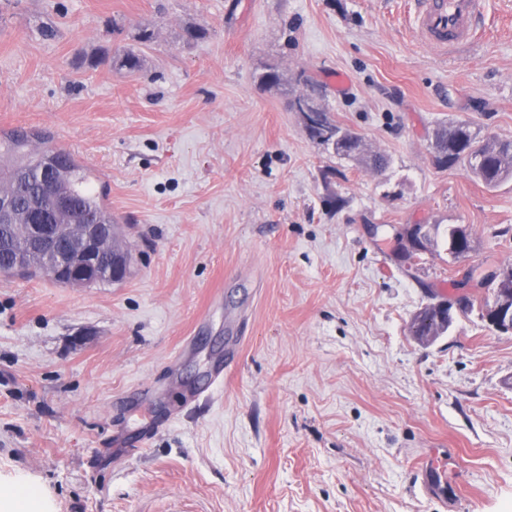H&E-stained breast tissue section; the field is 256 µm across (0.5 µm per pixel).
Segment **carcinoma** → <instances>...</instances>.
I'll return each instance as SVG.
<instances>
[{"mask_svg":"<svg viewBox=\"0 0 512 512\" xmlns=\"http://www.w3.org/2000/svg\"><path fill=\"white\" fill-rule=\"evenodd\" d=\"M112 65L128 74L141 69L139 53L131 48H118ZM464 131L457 125L440 127L433 144L436 164L442 168L464 165L482 183L505 182L512 179V140L487 138L477 141V152L463 155L454 146ZM97 176L79 164L70 153L51 144L50 138L39 132L0 128V196L12 202L5 223H0V274L9 275V264L16 252L26 257L23 277H52L44 255L26 247L28 224L36 209L51 212L64 230L74 231L76 219L92 214L103 224H116L103 192L93 186ZM64 195L74 199L75 209L66 213L51 211L50 198ZM448 330L441 311L429 308L412 324L413 334L428 336Z\"/></svg>","mask_w":512,"mask_h":512,"instance_id":"cac0c4a2","label":"carcinoma"}]
</instances>
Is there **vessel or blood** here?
I'll list each match as a JSON object with an SVG mask.
<instances>
[{
	"label": "vessel or blood",
	"instance_id": "b4317fda",
	"mask_svg": "<svg viewBox=\"0 0 512 512\" xmlns=\"http://www.w3.org/2000/svg\"><path fill=\"white\" fill-rule=\"evenodd\" d=\"M484 0H418L416 31L424 42L448 48L470 41Z\"/></svg>",
	"mask_w": 512,
	"mask_h": 512
}]
</instances>
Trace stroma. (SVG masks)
<instances>
[{"mask_svg": "<svg viewBox=\"0 0 512 512\" xmlns=\"http://www.w3.org/2000/svg\"><path fill=\"white\" fill-rule=\"evenodd\" d=\"M415 9L0 0V128L96 173L131 254L93 288L0 274V492L31 512H512V334L475 310L411 334L512 264V180L433 153L459 120L512 140V0L449 50ZM118 47L139 73L97 65ZM310 89L386 169L309 138L288 100ZM407 224L464 225L476 251L404 267ZM477 301L478 298L476 297L470 300L468 305V299L466 297H455L454 306L448 317V327L446 323L447 320L445 317H441L442 312L440 310L433 307L427 309L424 314H419L414 319L412 324L413 334L418 336V340L423 344H430L434 342L440 336H429L430 334L438 333L440 330H443L444 332L449 330L455 321V312H463L469 307L473 308Z\"/></svg>", "mask_w": 512, "mask_h": 512, "instance_id": "35a3bbf8", "label": "stroma"}]
</instances>
